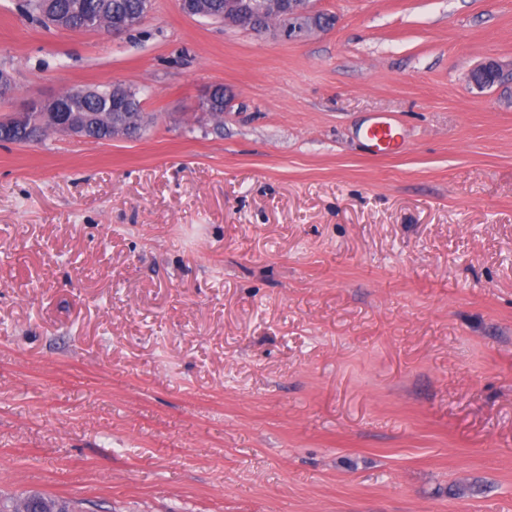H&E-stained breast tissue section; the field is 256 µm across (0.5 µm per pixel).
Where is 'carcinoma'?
Returning <instances> with one entry per match:
<instances>
[{
	"label": "carcinoma",
	"mask_w": 512,
	"mask_h": 512,
	"mask_svg": "<svg viewBox=\"0 0 512 512\" xmlns=\"http://www.w3.org/2000/svg\"><path fill=\"white\" fill-rule=\"evenodd\" d=\"M145 0H18V10L32 18L49 12L56 22L72 31H95L127 16L142 15ZM116 91L114 86H74L63 96L67 112L90 119L89 135L97 140H111L122 127L128 138H138L145 129L142 112L143 100L139 90L127 87L123 91L125 104L122 110L113 108ZM208 112L214 117L224 116L226 98L224 87L217 86L207 102ZM51 124L41 120L32 127L14 128L7 133V139L17 145H24L43 138Z\"/></svg>",
	"instance_id": "carcinoma-1"
}]
</instances>
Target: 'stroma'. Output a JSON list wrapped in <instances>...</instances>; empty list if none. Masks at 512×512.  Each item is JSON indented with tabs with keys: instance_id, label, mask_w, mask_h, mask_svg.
<instances>
[{
	"instance_id": "1",
	"label": "stroma",
	"mask_w": 512,
	"mask_h": 512,
	"mask_svg": "<svg viewBox=\"0 0 512 512\" xmlns=\"http://www.w3.org/2000/svg\"><path fill=\"white\" fill-rule=\"evenodd\" d=\"M16 4L0 118L120 83L151 123L0 143V496L512 512V0H320L335 28L298 40ZM144 6V0H20L17 3L21 13L37 20L47 11L64 29L72 31H95L118 20L99 31L112 38L140 26L144 20L136 16H142ZM397 129L398 125L390 118L375 123L366 135L367 146L376 154L390 150V145L398 134Z\"/></svg>"
}]
</instances>
